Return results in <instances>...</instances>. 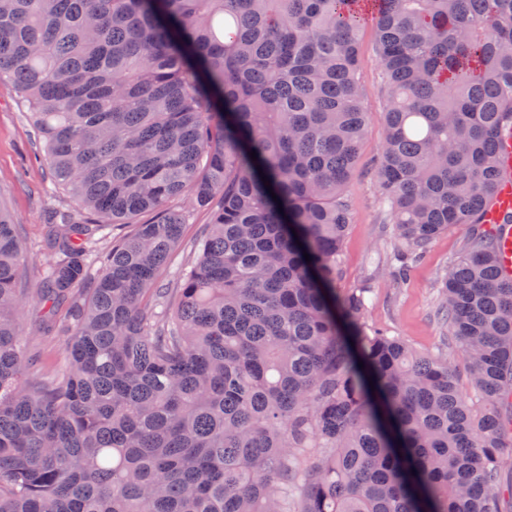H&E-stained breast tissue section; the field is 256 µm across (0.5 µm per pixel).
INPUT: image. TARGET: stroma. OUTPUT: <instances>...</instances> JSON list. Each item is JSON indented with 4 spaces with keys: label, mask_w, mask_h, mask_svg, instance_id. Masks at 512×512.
I'll return each mask as SVG.
<instances>
[{
    "label": "stroma",
    "mask_w": 512,
    "mask_h": 512,
    "mask_svg": "<svg viewBox=\"0 0 512 512\" xmlns=\"http://www.w3.org/2000/svg\"><path fill=\"white\" fill-rule=\"evenodd\" d=\"M361 66L359 80L367 90L364 109L367 134L361 144L353 178L346 195L351 206L349 224L340 252L338 292L357 288L370 291L365 313L369 328L401 337L411 348L441 359H458L459 344L448 333L441 311L442 278L449 266L465 250L469 229L452 226L430 243L420 258L410 263L404 280H397L390 263L394 242L390 237V217L378 203L375 166L385 137V102L380 91V66L375 52L374 25L365 22L359 31ZM38 141L31 116L20 93L9 80L0 81V204L9 211L19 238L24 243L33 267L50 262L44 247L46 217L57 211H73L75 203L65 191L54 189L51 172L40 161ZM180 205L189 213L180 248L163 279L174 269L186 267L193 256V243L200 239L210 222V213L195 207L190 198ZM42 318L38 305L25 314L24 342L39 356L45 368L67 366L69 359L63 337L40 334L36 328Z\"/></svg>",
    "instance_id": "35a3bbf8"
}]
</instances>
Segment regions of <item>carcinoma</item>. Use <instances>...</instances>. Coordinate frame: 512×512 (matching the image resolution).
I'll return each instance as SVG.
<instances>
[{"instance_id": "carcinoma-1", "label": "carcinoma", "mask_w": 512, "mask_h": 512, "mask_svg": "<svg viewBox=\"0 0 512 512\" xmlns=\"http://www.w3.org/2000/svg\"><path fill=\"white\" fill-rule=\"evenodd\" d=\"M369 18L379 202L414 251L470 229L443 293L482 411L448 361L366 326L364 289L336 291ZM5 76L77 210L47 217L54 260L24 288L0 209V512H502L512 282L483 214L512 0H0ZM186 195L211 221L163 288ZM109 224L131 229L104 251ZM32 299L68 312L64 369L22 341Z\"/></svg>"}]
</instances>
